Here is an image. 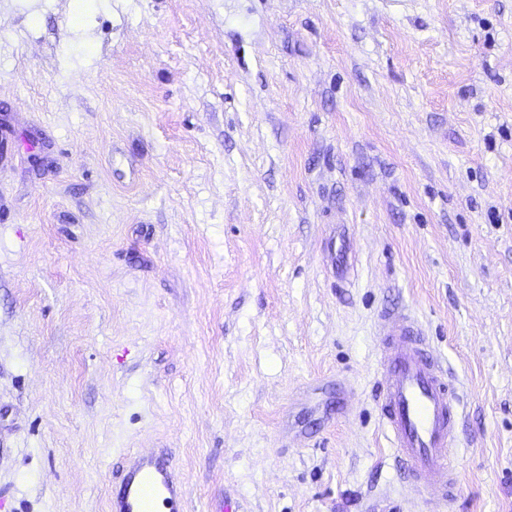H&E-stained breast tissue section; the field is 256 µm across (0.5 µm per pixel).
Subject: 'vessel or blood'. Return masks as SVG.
I'll list each match as a JSON object with an SVG mask.
<instances>
[{
    "instance_id": "vessel-or-blood-1",
    "label": "vessel or blood",
    "mask_w": 512,
    "mask_h": 512,
    "mask_svg": "<svg viewBox=\"0 0 512 512\" xmlns=\"http://www.w3.org/2000/svg\"><path fill=\"white\" fill-rule=\"evenodd\" d=\"M376 328L382 423L397 460L437 510L457 487L456 478L439 479L453 467L448 450L456 441V388L413 315L380 316ZM185 489L169 449L136 453L114 475L109 512H185Z\"/></svg>"
}]
</instances>
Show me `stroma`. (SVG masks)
I'll list each match as a JSON object with an SVG mask.
<instances>
[{"label":"stroma","mask_w":512,"mask_h":512,"mask_svg":"<svg viewBox=\"0 0 512 512\" xmlns=\"http://www.w3.org/2000/svg\"><path fill=\"white\" fill-rule=\"evenodd\" d=\"M402 310L457 379L449 512H512V0H0V512H108L153 448L190 512H426ZM349 236V228L347 225H342L340 231L338 233L339 240L341 242L340 248L337 250L336 261L334 264V269L337 275L343 278H349L355 272V266L353 261L349 259L346 249V241Z\"/></svg>","instance_id":"1"}]
</instances>
